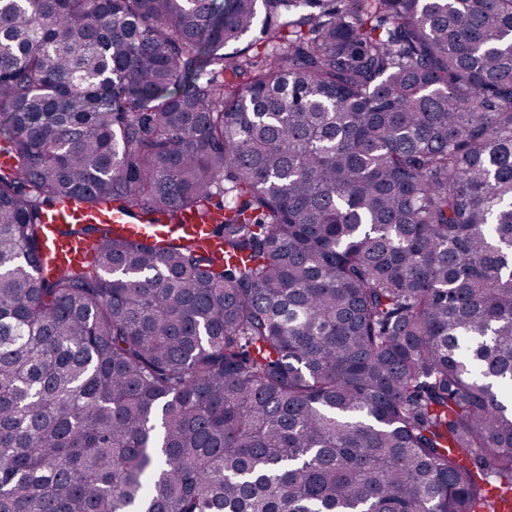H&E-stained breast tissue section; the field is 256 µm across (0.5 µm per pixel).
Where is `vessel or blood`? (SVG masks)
Listing matches in <instances>:
<instances>
[{
	"label": "vessel or blood",
	"mask_w": 512,
	"mask_h": 512,
	"mask_svg": "<svg viewBox=\"0 0 512 512\" xmlns=\"http://www.w3.org/2000/svg\"><path fill=\"white\" fill-rule=\"evenodd\" d=\"M224 220L223 212L211 214L207 222H200L192 214H183L174 224H146L139 221L132 210L109 207L100 212H87L76 205L61 203L49 208L44 223L42 259L45 268L61 272L88 261L91 241L80 235H64L60 229L67 224H99L108 231L136 241H152L158 237L202 242L215 253H222L223 245L214 229Z\"/></svg>",
	"instance_id": "1"
}]
</instances>
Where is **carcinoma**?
I'll return each instance as SVG.
<instances>
[{
  "label": "carcinoma",
  "mask_w": 512,
  "mask_h": 512,
  "mask_svg": "<svg viewBox=\"0 0 512 512\" xmlns=\"http://www.w3.org/2000/svg\"><path fill=\"white\" fill-rule=\"evenodd\" d=\"M0 145V512L512 499V0H0ZM222 211L213 212L207 224L193 214L178 216L179 224H145L139 221L135 212L107 206L102 212L89 213L75 204L61 203L48 209L44 220L42 257L44 268L55 272L64 271L72 266L88 261L91 255V241L80 235H64L59 232L66 224H102L112 233L121 234L130 240L153 241L156 236L175 237L179 240L202 242L218 255L223 254V245L214 229L222 224Z\"/></svg>",
  "instance_id": "carcinoma-1"
}]
</instances>
